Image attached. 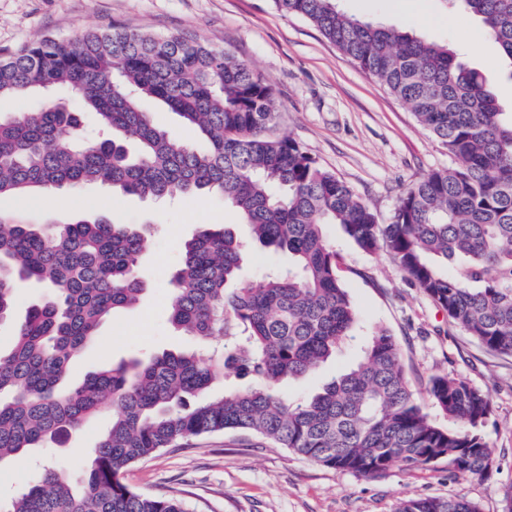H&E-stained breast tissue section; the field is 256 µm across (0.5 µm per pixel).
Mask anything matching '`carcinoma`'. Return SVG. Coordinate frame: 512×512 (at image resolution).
<instances>
[{"label":"carcinoma","mask_w":512,"mask_h":512,"mask_svg":"<svg viewBox=\"0 0 512 512\" xmlns=\"http://www.w3.org/2000/svg\"><path fill=\"white\" fill-rule=\"evenodd\" d=\"M272 2L310 21L380 81L454 166L401 193L389 223L380 224L346 182L294 139L273 134L271 84L208 42L94 30L75 41L41 38L0 58V98L66 89L99 129L83 137L75 113L48 102L0 121V198L28 205L46 190L90 184L153 200L215 193L250 235L247 242L224 225L183 243L168 313L194 337L193 349L134 358L62 390L71 361L103 322L139 303L150 233L104 219L30 224L0 212V325L13 321L19 282L52 290L0 351V476L8 475L4 463L112 407L78 487L51 466L0 512H186L176 498L131 490L122 475L163 448L213 432L255 434L364 479L393 465L462 478L491 470L482 431L488 393L462 377L433 376L428 398L448 418L436 423L414 396L398 342L382 328L314 391L290 398L281 386L316 374L356 338L359 315L337 275L328 224L367 253H388L449 322L512 356V113L446 45L362 21L337 0ZM453 5L481 19L512 65V0ZM144 99L197 126L203 143L173 138L141 108ZM250 242L288 255V265L257 287L244 275ZM231 371L253 383L217 390ZM396 512L479 509L464 496L425 497L400 500Z\"/></svg>","instance_id":"carcinoma-1"}]
</instances>
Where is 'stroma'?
I'll return each mask as SVG.
<instances>
[{
    "label": "stroma",
    "mask_w": 512,
    "mask_h": 512,
    "mask_svg": "<svg viewBox=\"0 0 512 512\" xmlns=\"http://www.w3.org/2000/svg\"><path fill=\"white\" fill-rule=\"evenodd\" d=\"M339 5L361 20L453 46L484 74L503 111L512 112V75L479 19L459 14L448 0H339ZM113 26L194 35L250 62L273 88L279 133L345 181L380 222L388 221L402 191L452 165L447 150L401 101L308 20L278 12L272 0H0V56L45 36L71 39ZM473 41L481 42L480 53L469 50ZM24 215L34 224L100 215L155 228L141 264L147 288L139 304L102 326L99 343L75 361L73 380L144 354L192 347L169 321L170 273L185 240L222 223V198L187 203L126 196L116 205L111 188L85 185L49 191ZM326 233L362 329L380 326L395 336L418 398H425L432 376L446 373L488 393L491 413L483 433L494 450L489 475L455 479L444 469L394 466L364 480L254 435L218 432L134 464L125 483L143 494L178 498L187 512H394L403 498L451 495L466 496L480 512H502L503 494L512 485V357L487 350L451 326L386 252L361 251L336 225ZM103 426V420L90 421L63 443L34 451L31 462L0 478V497L16 494L40 461L79 479Z\"/></svg>",
    "instance_id": "1"
}]
</instances>
